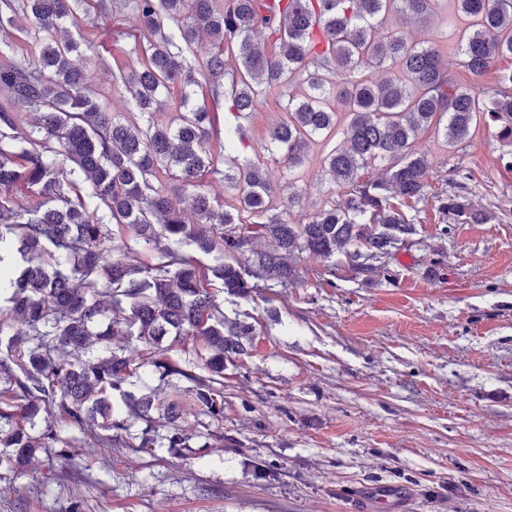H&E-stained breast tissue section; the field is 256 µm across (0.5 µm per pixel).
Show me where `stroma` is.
<instances>
[{"label": "stroma", "instance_id": "35a3bbf8", "mask_svg": "<svg viewBox=\"0 0 512 512\" xmlns=\"http://www.w3.org/2000/svg\"><path fill=\"white\" fill-rule=\"evenodd\" d=\"M131 24L107 8L87 26L105 62L83 66L115 112L132 110L111 90L113 72L136 64L119 36ZM461 25L447 6L410 32L451 66ZM283 117L272 96L253 112V152ZM340 142L312 145L294 176L268 164L273 205L293 188L304 213L320 207V161ZM416 147L439 170L461 164L493 221L448 219L439 180L378 270L340 256L330 273L312 257L288 287L259 278L247 297L224 295L225 316L257 336L224 366L223 417L183 422L201 455L81 448L68 466L41 453L0 482V512H69L77 500L82 512H512V145L482 125L464 149L429 132Z\"/></svg>", "mask_w": 512, "mask_h": 512}]
</instances>
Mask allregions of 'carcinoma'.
<instances>
[{
  "instance_id": "cac0c4a2",
  "label": "carcinoma",
  "mask_w": 512,
  "mask_h": 512,
  "mask_svg": "<svg viewBox=\"0 0 512 512\" xmlns=\"http://www.w3.org/2000/svg\"><path fill=\"white\" fill-rule=\"evenodd\" d=\"M104 2L0 0V32L24 21L28 47L18 55L0 40V314L11 320L0 323V480L47 448L74 461L64 426L84 435L85 448L197 455L180 421L189 408L224 414V362L256 336L254 325L224 316L218 295H248L251 278L286 288L309 257L375 269L415 232L400 205L431 188L420 132L455 149L491 122L512 144V70L502 90L481 95L441 64L440 48L409 36L407 23L428 20L437 0H112L134 20L123 36L139 68L112 74V90L126 93L135 122L108 111L72 60L94 49L83 24ZM454 5L466 20L458 67L479 75L512 56V0ZM164 95L177 97L168 120ZM270 95L286 112L269 132L270 154L288 172L340 125L347 142L321 160L335 196L298 222L290 214L301 194L288 192L283 212H271L265 158L243 151L244 121ZM221 109L231 115L222 127ZM220 133L222 158L209 149ZM446 173L457 191L443 194V212L490 220L474 209L462 167ZM207 175L238 191L236 211L214 204ZM188 186L193 224L181 208ZM113 225L157 261L141 262L132 247L115 252ZM176 245L222 261L202 267ZM114 336L137 345L114 349ZM166 341L193 348V360L156 356ZM148 366L191 394L166 404L164 434L154 392L124 389ZM136 423L144 428L133 434Z\"/></svg>"
}]
</instances>
